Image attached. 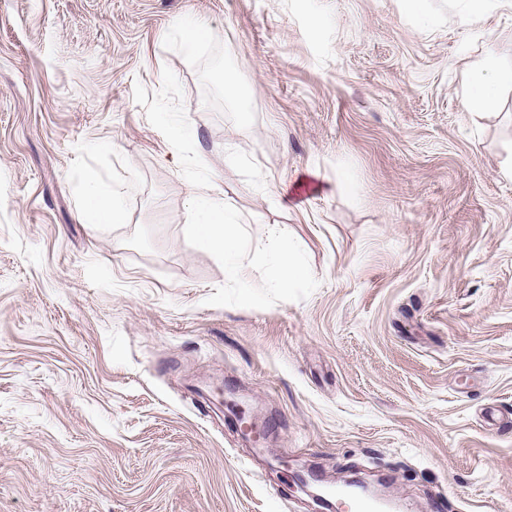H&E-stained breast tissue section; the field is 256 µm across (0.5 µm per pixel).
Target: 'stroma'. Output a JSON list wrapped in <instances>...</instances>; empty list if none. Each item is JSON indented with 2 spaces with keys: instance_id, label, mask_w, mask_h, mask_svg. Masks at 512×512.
Segmentation results:
<instances>
[{
  "instance_id": "1",
  "label": "stroma",
  "mask_w": 512,
  "mask_h": 512,
  "mask_svg": "<svg viewBox=\"0 0 512 512\" xmlns=\"http://www.w3.org/2000/svg\"><path fill=\"white\" fill-rule=\"evenodd\" d=\"M487 60L512 67V0H0V512H313L304 464L386 477L399 512H512V87L465 104ZM166 67L307 299L207 305L226 275L133 100ZM91 182L124 223L79 221Z\"/></svg>"
}]
</instances>
